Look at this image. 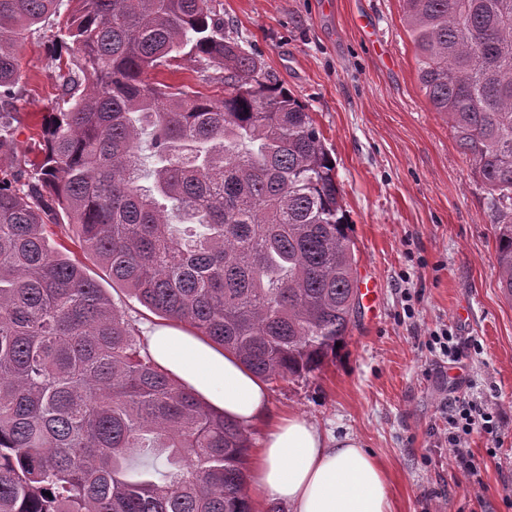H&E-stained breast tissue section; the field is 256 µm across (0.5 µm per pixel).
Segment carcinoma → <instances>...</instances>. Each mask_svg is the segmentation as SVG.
Masks as SVG:
<instances>
[{
  "label": "carcinoma",
  "instance_id": "obj_1",
  "mask_svg": "<svg viewBox=\"0 0 512 512\" xmlns=\"http://www.w3.org/2000/svg\"><path fill=\"white\" fill-rule=\"evenodd\" d=\"M59 2L0 0L1 159L19 49ZM75 2L62 105L27 183L0 178V512H252L246 430L49 237L75 227L112 285L263 381L305 376L359 305L333 158L212 0ZM402 16L424 95L492 196L512 300V0H402ZM184 59L224 95L143 78Z\"/></svg>",
  "mask_w": 512,
  "mask_h": 512
}]
</instances>
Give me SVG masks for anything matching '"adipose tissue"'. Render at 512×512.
I'll list each match as a JSON object with an SVG mask.
<instances>
[{
    "instance_id": "adipose-tissue-1",
    "label": "adipose tissue",
    "mask_w": 512,
    "mask_h": 512,
    "mask_svg": "<svg viewBox=\"0 0 512 512\" xmlns=\"http://www.w3.org/2000/svg\"><path fill=\"white\" fill-rule=\"evenodd\" d=\"M153 357L243 428L264 426L251 460L254 512L280 501L289 512H393L382 464L352 436L328 437L305 418L273 416L265 383L234 356L172 329L150 330Z\"/></svg>"
}]
</instances>
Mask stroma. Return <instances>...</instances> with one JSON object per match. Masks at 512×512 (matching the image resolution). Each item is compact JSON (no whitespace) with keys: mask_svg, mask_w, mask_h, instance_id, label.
Segmentation results:
<instances>
[{"mask_svg":"<svg viewBox=\"0 0 512 512\" xmlns=\"http://www.w3.org/2000/svg\"><path fill=\"white\" fill-rule=\"evenodd\" d=\"M224 32L312 112L336 162L359 277L380 287L333 362L268 386L270 410L353 435L386 467L393 512H512V302L497 286L491 196L420 89L400 0H214ZM73 7L28 38L12 101L16 172L60 91L52 54ZM446 330L479 349L466 365L426 347ZM495 411L499 439L467 440L471 491L446 440L449 400Z\"/></svg>","mask_w":512,"mask_h":512,"instance_id":"stroma-1","label":"stroma"}]
</instances>
